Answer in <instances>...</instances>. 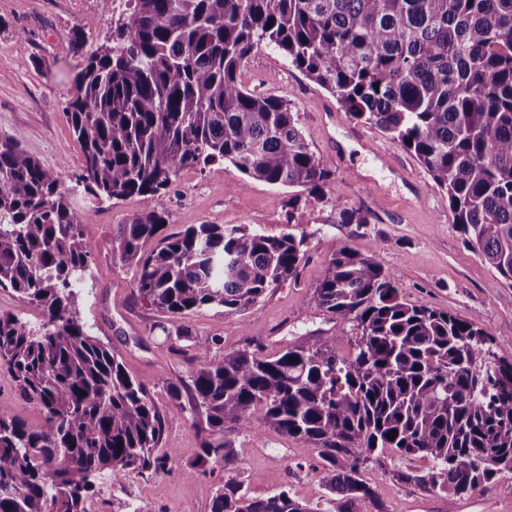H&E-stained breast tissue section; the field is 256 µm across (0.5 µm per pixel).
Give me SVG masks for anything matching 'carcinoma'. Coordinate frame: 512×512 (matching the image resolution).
Masks as SVG:
<instances>
[{
  "label": "carcinoma",
  "mask_w": 512,
  "mask_h": 512,
  "mask_svg": "<svg viewBox=\"0 0 512 512\" xmlns=\"http://www.w3.org/2000/svg\"><path fill=\"white\" fill-rule=\"evenodd\" d=\"M262 43L413 153L448 194L464 242L512 282V0H126L65 107L84 192L151 200L181 170L228 161L250 180L324 199L333 173L291 103L239 81ZM24 138L0 134V289L40 319L0 313V371L42 420L0 405V512H89L104 476L169 471L166 418L187 411L200 452L186 475L224 471L211 512H357L362 502L389 512L365 478L386 457L425 460L393 477L436 493L448 512L479 488L512 494V339L408 300L376 249L342 247L313 291L315 308L352 324L349 354L334 336L274 354L195 337L191 402L172 386L161 411L89 334L75 283L90 214ZM168 224L164 209L136 211L112 250L173 346L189 339L187 316L244 312L298 277L305 238L291 232L190 224L167 234ZM256 427L317 461L327 510L288 486L250 495L236 436Z\"/></svg>",
  "instance_id": "1"
}]
</instances>
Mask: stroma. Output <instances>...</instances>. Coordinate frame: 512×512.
<instances>
[{"instance_id":"35a3bbf8","label":"stroma","mask_w":512,"mask_h":512,"mask_svg":"<svg viewBox=\"0 0 512 512\" xmlns=\"http://www.w3.org/2000/svg\"><path fill=\"white\" fill-rule=\"evenodd\" d=\"M111 26L100 0H0V133H24V149L71 187L75 206L90 215L84 229L90 249L78 285L89 332L123 358L127 371L146 383L158 405L177 385L190 401L189 361L197 350L182 343L173 352L159 328L161 314L137 302L132 274L112 251V234L141 198L97 200L77 187L83 155L64 117L86 56ZM239 79L249 90L289 101L311 150L333 172L326 197L295 200L294 189L248 180L231 164L181 170L168 193L155 198L170 214V231L189 224H247L271 235L289 230L305 236L297 281L267 293L241 313L212 308L188 320L195 336H220L224 346H243L245 336L273 353L297 338L332 336L348 353L349 325L312 304L314 286L343 246L379 248L384 265L412 301L474 321L490 336L512 338V283L501 284L488 264L467 247L438 189L415 156L376 128L361 124L334 96L295 69L272 46L254 49ZM344 208L368 213L361 228L342 223ZM163 445L177 451L170 471L120 482L104 478L92 512H114L115 502L134 500L153 512H210L223 471L193 478L183 473L198 442L190 416L167 419ZM244 478L252 496L288 485L314 504L324 496L319 464L292 438L268 429L241 434ZM396 460L384 459L365 477L390 512H446V504L424 488L397 484Z\"/></svg>"}]
</instances>
